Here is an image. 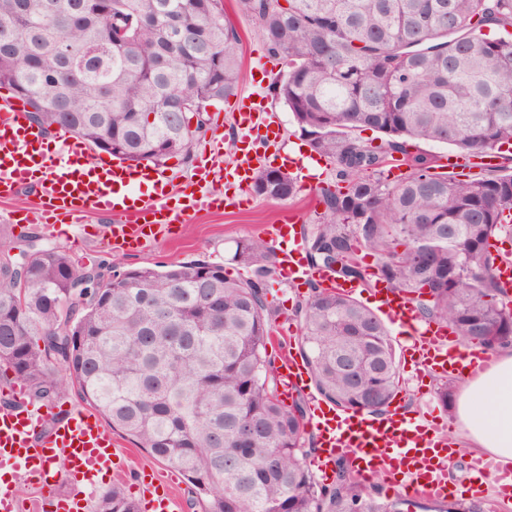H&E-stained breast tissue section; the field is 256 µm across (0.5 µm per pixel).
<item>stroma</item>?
I'll return each mask as SVG.
<instances>
[{
  "label": "stroma",
  "instance_id": "stroma-1",
  "mask_svg": "<svg viewBox=\"0 0 512 512\" xmlns=\"http://www.w3.org/2000/svg\"><path fill=\"white\" fill-rule=\"evenodd\" d=\"M224 7L230 21L237 28L240 37L241 80L240 93H257L263 97L267 107L280 123V137L277 144L275 166L290 171L292 159L310 154L311 148L292 121L288 109L276 101L271 90V80L276 77L279 66L272 60L259 35L257 25L250 17L239 12L235 0H224ZM332 166L320 164L313 181V191H299L297 196L286 202L266 201L250 196L247 204L238 209L215 212H201L185 223L178 235L164 238L136 252H124L104 248L96 232L103 228V216L91 212L86 216L82 229L66 236H54L40 224H13L9 217L14 211L35 205L37 198L30 189L20 190L11 200L0 201V242L8 245L20 244L28 236H39L43 242L56 245L68 251L86 266L117 263L127 268L170 266L198 256H207L217 261L229 259L235 249L236 240L245 236H259L267 224H279L293 219L300 224L311 223L321 207L316 203L317 188L335 183ZM402 391L396 397L406 410L415 416L437 413L442 431H449L453 425L452 411L444 407L437 395L438 378L428 376L416 380L408 364H401ZM112 439L120 450L131 451L133 455L130 473L104 477L95 486V493H102L112 485L120 483L131 486V472L144 471L168 483L178 500L177 512H193L190 495L183 476L166 462L152 457L145 449L134 447L121 432H113ZM477 455L476 450L460 449L457 463L448 473L455 480L460 493L457 503L476 507L478 512H512V501H504L497 493L495 482H488L482 496L475 497L468 492L469 472L467 465Z\"/></svg>",
  "mask_w": 512,
  "mask_h": 512
}]
</instances>
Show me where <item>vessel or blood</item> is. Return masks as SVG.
Here are the masks:
<instances>
[{"instance_id": "b4317fda", "label": "vessel or blood", "mask_w": 512, "mask_h": 512, "mask_svg": "<svg viewBox=\"0 0 512 512\" xmlns=\"http://www.w3.org/2000/svg\"><path fill=\"white\" fill-rule=\"evenodd\" d=\"M234 119L242 132L237 152L224 171L225 188H213L217 171L214 156L223 148V121H216L212 140L200 150L194 177L197 186L184 191L169 187L164 169L136 166L119 158H89L88 147L70 133L47 141L27 116L26 104L14 97L0 99V199L32 186L38 204L26 210V224H79L89 212L110 217L103 233L108 246L133 252L202 211L234 204L246 197L258 162L279 136L272 114L262 101L239 100ZM264 233L278 246L282 274L291 282L312 280L322 287L354 295L359 283L337 281L329 272L308 265L302 238L293 224H268ZM373 302L404 337L403 351L417 377L450 376L462 370L463 358L451 342L446 325L420 319L403 295L382 281H374ZM278 372L284 397L308 387V369L293 353L284 331H277ZM21 388L7 390L11 407L0 410V512H17L18 479L37 480L42 497L39 512H90L89 487L99 476L123 466L112 434L89 413L72 407L60 409L55 420L44 422L19 402ZM307 429L317 446L314 466L324 478H333L334 465L344 450H351L357 471L399 485L406 493L433 500L456 494L448 467L456 450L441 432L434 415L416 418L400 408L375 416L365 411H343L310 397ZM64 459L65 473L50 471L55 459ZM471 492H481L487 478L502 491L512 490V471L500 469L483 457L469 463ZM138 501L145 512H173L174 500L153 481L139 479Z\"/></svg>"}]
</instances>
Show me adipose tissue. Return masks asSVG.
<instances>
[{
	"label": "adipose tissue",
	"mask_w": 512,
	"mask_h": 512,
	"mask_svg": "<svg viewBox=\"0 0 512 512\" xmlns=\"http://www.w3.org/2000/svg\"><path fill=\"white\" fill-rule=\"evenodd\" d=\"M456 424L468 447L487 453L501 467L512 466V352L465 372Z\"/></svg>",
	"instance_id": "obj_1"
}]
</instances>
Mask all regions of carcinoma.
Here are the masks:
<instances>
[{
	"label": "carcinoma",
	"instance_id": "carcinoma-1",
	"mask_svg": "<svg viewBox=\"0 0 512 512\" xmlns=\"http://www.w3.org/2000/svg\"><path fill=\"white\" fill-rule=\"evenodd\" d=\"M237 0L282 69L275 99L336 172L305 236L312 266L375 276L463 342L512 345V308L489 240L512 231V168L458 179L415 155L392 181L399 138L469 157L512 148V0ZM0 87L43 130H65L136 165L190 155L207 119L191 110L237 94L240 36L224 0H0ZM388 136L372 146L354 131ZM253 192L299 191L280 170ZM234 276L205 257L164 269L106 265L81 288L65 250L30 237L0 257V378L51 405L67 386L139 448L177 469L201 512H404L406 499L359 481L349 461L317 480L306 401L285 405L267 359L279 279L264 239L237 242ZM32 286L16 285L20 274ZM320 397L383 412L400 389L396 346L377 312L308 283L293 310ZM94 512H139L121 485Z\"/></svg>",
	"mask_w": 512,
	"mask_h": 512
}]
</instances>
